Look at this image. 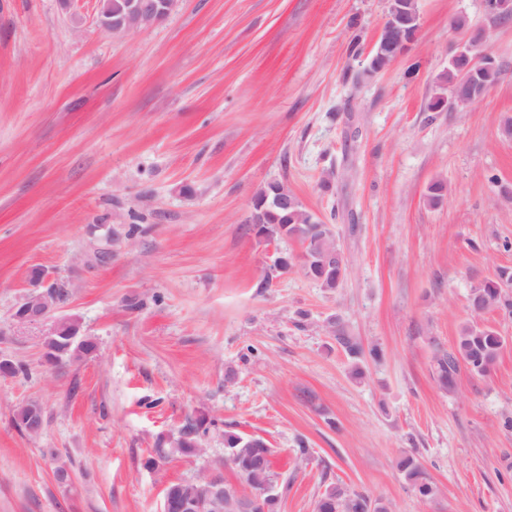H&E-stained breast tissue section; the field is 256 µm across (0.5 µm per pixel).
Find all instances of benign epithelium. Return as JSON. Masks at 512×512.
I'll return each mask as SVG.
<instances>
[{
  "instance_id": "7a95c632",
  "label": "benign epithelium",
  "mask_w": 512,
  "mask_h": 512,
  "mask_svg": "<svg viewBox=\"0 0 512 512\" xmlns=\"http://www.w3.org/2000/svg\"><path fill=\"white\" fill-rule=\"evenodd\" d=\"M180 0H98V22L114 33H126L150 26L166 18L176 9ZM413 0H397V6L387 14L372 46L370 55L375 59L394 63L416 43L421 27L420 13L412 9ZM487 14L493 20L512 16V0H485ZM466 57L460 73L461 89L444 98L448 107L466 102V87L485 69L495 66L494 58L485 55L478 59L465 52V42H460L453 57ZM61 280L44 273L31 278L32 290L27 306L16 316L21 324H41L53 321L48 335L60 333L62 320L53 319L58 308L55 288ZM195 492L184 494L172 486L164 492L161 512H258L260 499L244 495L241 485L227 484L216 473H202L193 477Z\"/></svg>"
}]
</instances>
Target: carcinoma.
<instances>
[{
	"instance_id": "obj_1",
	"label": "carcinoma",
	"mask_w": 512,
	"mask_h": 512,
	"mask_svg": "<svg viewBox=\"0 0 512 512\" xmlns=\"http://www.w3.org/2000/svg\"><path fill=\"white\" fill-rule=\"evenodd\" d=\"M447 193L446 184L441 180L433 181L427 188V203L440 205ZM255 237L268 241L288 239L299 243L302 251L298 255L299 265L304 274L316 282L325 291L331 293L341 287L349 274L348 260L339 258L336 266L325 265L323 256L329 251L342 253V247L335 239L331 225L325 223L316 214L308 211L302 204L288 210L277 209L265 216L261 224L249 225ZM512 288V268L500 267L495 275L484 280L473 289L469 297V306L476 314L492 310H503L512 314V294L506 288ZM336 326V339L347 349L352 358L359 360L369 356L374 361L382 359V351L373 346L364 350L361 344L348 336L341 321ZM64 336H48L44 339V357L47 362L60 364L68 359L89 355L96 351V343L87 336H79L65 349ZM506 343L505 337L492 327L465 325L461 328L453 350H440L434 356V378L438 385L450 392L456 387V378L461 368L472 374L484 376L489 373L501 349ZM36 402L19 406L14 412L13 424L19 432H24L26 424ZM207 432V419L200 416L190 419L177 433L158 439L155 456L147 464L156 463V459L168 460L176 457H189L196 454L197 448L192 440H201ZM250 437L236 432L224 433V447L234 448L238 452L237 460H224V467L234 471L242 481L244 489L254 495L262 494L265 486L278 484V474L273 470L272 461L266 458H252L253 449L248 447ZM396 468L406 484L422 499L434 496L435 489L428 478L420 460L411 452H405L396 461ZM315 512H386L385 505L361 493L350 491L342 484H330L315 504Z\"/></svg>"
}]
</instances>
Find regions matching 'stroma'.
Listing matches in <instances>:
<instances>
[{
  "label": "stroma",
  "instance_id": "1",
  "mask_svg": "<svg viewBox=\"0 0 512 512\" xmlns=\"http://www.w3.org/2000/svg\"><path fill=\"white\" fill-rule=\"evenodd\" d=\"M388 0H180L115 34L97 0H0V512H160L166 485L224 467L228 431L265 438L280 512H314L326 483L389 512H512V314L473 315V288L512 267V20L483 0H418L410 53L364 77ZM467 16L500 80L476 103L426 109ZM359 39V56L348 46ZM448 185L441 207L427 187ZM279 180L343 247L328 293L246 219ZM134 237H126L129 225ZM44 269L69 282L94 354L44 358V325L12 314ZM338 317L381 363L363 378ZM506 338L490 373L433 377L464 323ZM38 402V436L13 425ZM213 422L194 457L148 465L159 437ZM310 450L298 460L300 445ZM413 452L435 488L395 467ZM72 471L70 485L53 476ZM396 468L406 484L422 499L434 496L435 489L420 460L411 452H404L396 461Z\"/></svg>",
  "mask_w": 512,
  "mask_h": 512
}]
</instances>
